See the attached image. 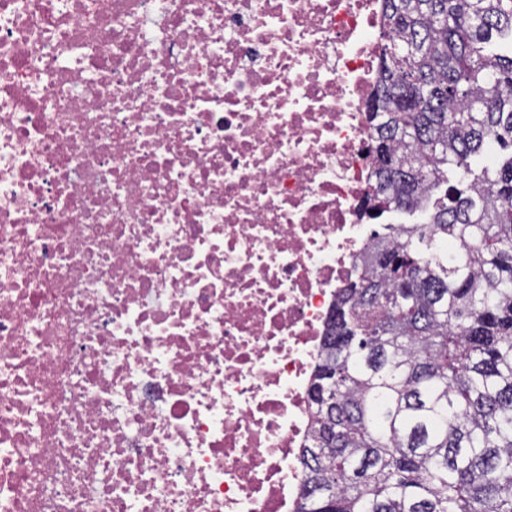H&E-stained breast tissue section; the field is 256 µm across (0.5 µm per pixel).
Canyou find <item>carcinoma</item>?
Masks as SVG:
<instances>
[{
	"instance_id": "cac0c4a2",
	"label": "carcinoma",
	"mask_w": 512,
	"mask_h": 512,
	"mask_svg": "<svg viewBox=\"0 0 512 512\" xmlns=\"http://www.w3.org/2000/svg\"><path fill=\"white\" fill-rule=\"evenodd\" d=\"M383 37L371 196L433 212L335 304L297 512H512V0H386Z\"/></svg>"
}]
</instances>
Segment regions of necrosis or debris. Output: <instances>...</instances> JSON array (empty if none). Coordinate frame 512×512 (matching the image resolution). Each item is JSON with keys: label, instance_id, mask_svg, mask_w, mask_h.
<instances>
[{"label": "necrosis or debris", "instance_id": "obj_1", "mask_svg": "<svg viewBox=\"0 0 512 512\" xmlns=\"http://www.w3.org/2000/svg\"><path fill=\"white\" fill-rule=\"evenodd\" d=\"M384 13L0 0V512H295Z\"/></svg>", "mask_w": 512, "mask_h": 512}]
</instances>
